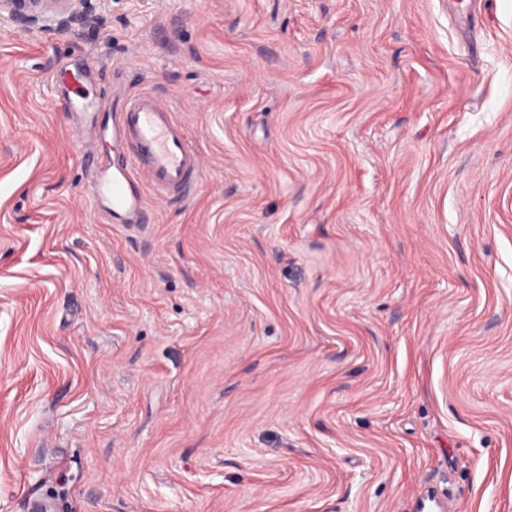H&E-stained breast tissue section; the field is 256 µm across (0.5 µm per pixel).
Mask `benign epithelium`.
I'll return each instance as SVG.
<instances>
[{"instance_id": "benign-epithelium-1", "label": "benign epithelium", "mask_w": 512, "mask_h": 512, "mask_svg": "<svg viewBox=\"0 0 512 512\" xmlns=\"http://www.w3.org/2000/svg\"><path fill=\"white\" fill-rule=\"evenodd\" d=\"M91 0H0V25L51 32L90 9Z\"/></svg>"}]
</instances>
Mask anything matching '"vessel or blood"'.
I'll use <instances>...</instances> for the list:
<instances>
[{
    "instance_id": "obj_1",
    "label": "vessel or blood",
    "mask_w": 512,
    "mask_h": 512,
    "mask_svg": "<svg viewBox=\"0 0 512 512\" xmlns=\"http://www.w3.org/2000/svg\"><path fill=\"white\" fill-rule=\"evenodd\" d=\"M108 154L90 171L94 210L112 224L145 221L148 198L185 195L202 183L203 165L170 101L131 91L96 121Z\"/></svg>"
}]
</instances>
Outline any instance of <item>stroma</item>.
Returning a JSON list of instances; mask_svg holds the SVG:
<instances>
[{
  "label": "stroma",
  "mask_w": 512,
  "mask_h": 512,
  "mask_svg": "<svg viewBox=\"0 0 512 512\" xmlns=\"http://www.w3.org/2000/svg\"><path fill=\"white\" fill-rule=\"evenodd\" d=\"M78 91L201 187L98 220ZM512 512V0H98L0 27V512Z\"/></svg>",
  "instance_id": "1"
}]
</instances>
